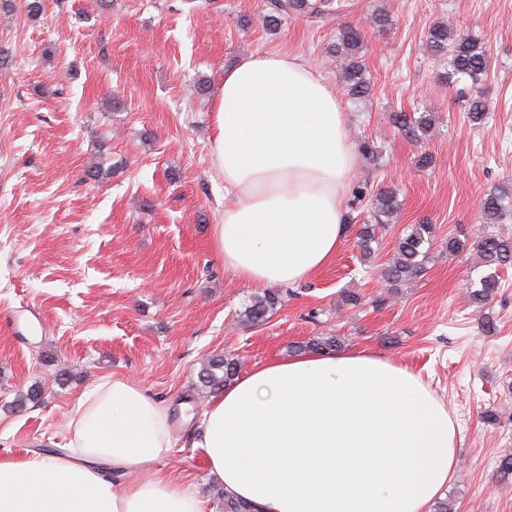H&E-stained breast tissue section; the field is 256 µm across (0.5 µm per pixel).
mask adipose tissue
Wrapping results in <instances>:
<instances>
[{"mask_svg": "<svg viewBox=\"0 0 512 512\" xmlns=\"http://www.w3.org/2000/svg\"><path fill=\"white\" fill-rule=\"evenodd\" d=\"M224 215L212 246L256 291L311 279L344 233L356 165L335 89L301 56L225 70L212 115ZM210 476L260 512H428L458 465L455 423L421 377L364 350L259 365L204 409ZM55 452L0 460V512H201L158 463L170 412L120 376L77 400Z\"/></svg>", "mask_w": 512, "mask_h": 512, "instance_id": "ef3b65f1", "label": "adipose tissue"}]
</instances>
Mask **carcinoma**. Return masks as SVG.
Segmentation results:
<instances>
[{"label":"carcinoma","instance_id":"1","mask_svg":"<svg viewBox=\"0 0 512 512\" xmlns=\"http://www.w3.org/2000/svg\"><path fill=\"white\" fill-rule=\"evenodd\" d=\"M317 11L312 0H266L264 23L274 25L284 14L302 15ZM365 30L351 25L337 28L336 42L332 51L341 61V81L349 98L361 100L370 94V82L366 77V67L361 51L365 43ZM427 42L433 54L443 58V66L448 69V82L459 83L463 80L476 82L485 75L488 63V51L481 41L460 35L446 21L431 26L427 32ZM487 118V107L483 100L474 98L468 102L467 119L473 125H481ZM391 120L400 131L417 140L430 135L434 119L428 114L419 116L411 112H395ZM351 209H367L374 223L365 220L356 230L357 243L362 257L373 253L371 243L376 240L377 229L393 220L400 204L397 193L389 186L375 191L368 184H359L353 191ZM482 215L486 220L485 228L474 242L479 266L484 273L469 292L473 307H485L501 288L498 272L512 267V238L494 231V226L512 218V194L508 189L494 190L483 198ZM435 229L431 224H415L411 230L401 236L396 253L383 270V277L391 284L413 280L420 276L428 252L433 245ZM288 291L278 289L252 298L244 310L245 319L257 324L263 321L269 312L281 304ZM343 339L333 333H322L302 341L294 346V351H339ZM240 371L238 359L230 354H216L202 365L199 379L204 392L221 390L233 382ZM221 512H258L255 506L240 501L223 490L217 491Z\"/></svg>","mask_w":512,"mask_h":512}]
</instances>
